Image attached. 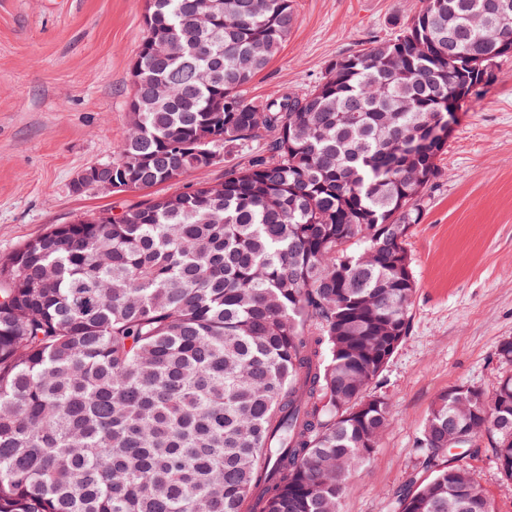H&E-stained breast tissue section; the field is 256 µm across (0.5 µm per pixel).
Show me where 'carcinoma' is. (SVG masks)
<instances>
[{
	"label": "carcinoma",
	"instance_id": "cac0c4a2",
	"mask_svg": "<svg viewBox=\"0 0 512 512\" xmlns=\"http://www.w3.org/2000/svg\"><path fill=\"white\" fill-rule=\"evenodd\" d=\"M506 1L423 0L310 90L256 103L293 0H217L207 26L195 0H148L112 175L147 192L222 164V188L92 212L0 258V512H337L387 424L366 391L410 329L407 238L446 145L431 128L504 57L472 19ZM169 38L183 53L155 56ZM483 435L512 480L511 374L437 396L426 477L395 512H491L448 462Z\"/></svg>",
	"mask_w": 512,
	"mask_h": 512
}]
</instances>
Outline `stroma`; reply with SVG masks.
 Listing matches in <instances>:
<instances>
[{
  "instance_id": "35a3bbf8",
  "label": "stroma",
  "mask_w": 512,
  "mask_h": 512,
  "mask_svg": "<svg viewBox=\"0 0 512 512\" xmlns=\"http://www.w3.org/2000/svg\"><path fill=\"white\" fill-rule=\"evenodd\" d=\"M288 41L247 86L262 99L316 85L330 60L390 37L421 0H294ZM146 0H0V257L102 210L120 213L136 194H74L85 167L116 157L129 127L131 67ZM443 176L408 236L418 282L410 330L373 393L388 423L355 473L340 512H393L392 493L417 464L414 441L435 398L466 384L493 393L512 365L496 355L512 339V55L454 125ZM493 512H512V481L488 438L462 458Z\"/></svg>"
}]
</instances>
